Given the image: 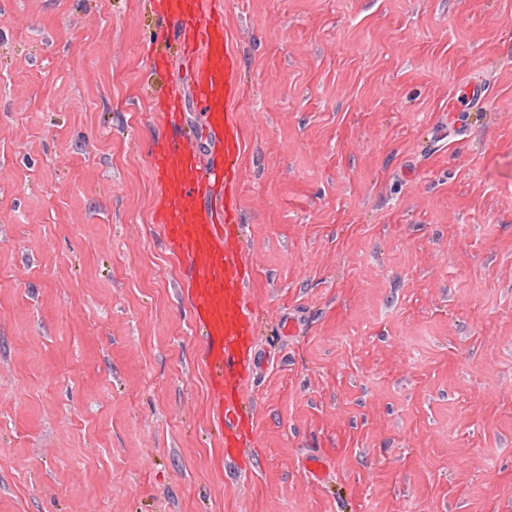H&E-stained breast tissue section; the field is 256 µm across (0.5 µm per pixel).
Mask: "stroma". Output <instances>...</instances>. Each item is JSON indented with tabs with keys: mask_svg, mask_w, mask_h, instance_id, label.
<instances>
[{
	"mask_svg": "<svg viewBox=\"0 0 512 512\" xmlns=\"http://www.w3.org/2000/svg\"><path fill=\"white\" fill-rule=\"evenodd\" d=\"M220 16L275 354L233 455L155 221L161 89L205 121L162 0H0V512H512V0Z\"/></svg>",
	"mask_w": 512,
	"mask_h": 512,
	"instance_id": "obj_1",
	"label": "stroma"
}]
</instances>
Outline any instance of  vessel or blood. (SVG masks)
I'll return each mask as SVG.
<instances>
[{
	"instance_id": "b4317fda",
	"label": "vessel or blood",
	"mask_w": 512,
	"mask_h": 512,
	"mask_svg": "<svg viewBox=\"0 0 512 512\" xmlns=\"http://www.w3.org/2000/svg\"><path fill=\"white\" fill-rule=\"evenodd\" d=\"M166 12L179 25L192 28L201 50L193 71L199 102L220 150L202 167L196 144L180 139L165 142L153 154L162 203L156 221L162 224L173 252L189 267L188 289L196 320L212 342L206 362L219 399L225 427L240 435L239 411L244 382L264 361L248 339L250 320L242 299L244 257L229 241V230L206 207L210 180L235 182L241 152L239 130L229 112L238 95L236 59L224 38L210 0H167Z\"/></svg>"
}]
</instances>
